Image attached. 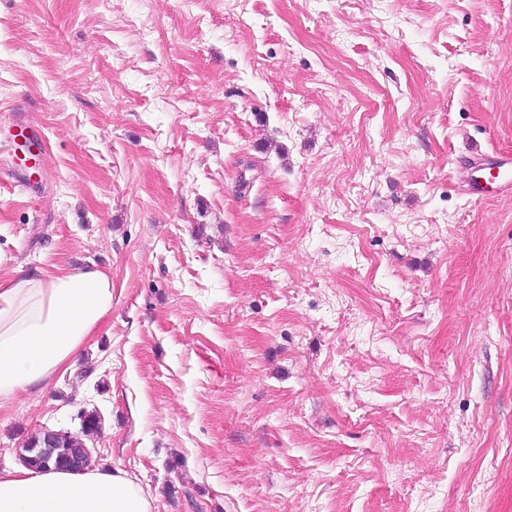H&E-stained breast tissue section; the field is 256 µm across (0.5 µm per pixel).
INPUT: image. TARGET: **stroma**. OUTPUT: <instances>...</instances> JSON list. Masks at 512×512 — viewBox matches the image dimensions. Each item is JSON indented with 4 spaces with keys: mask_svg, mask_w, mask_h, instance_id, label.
I'll return each mask as SVG.
<instances>
[{
    "mask_svg": "<svg viewBox=\"0 0 512 512\" xmlns=\"http://www.w3.org/2000/svg\"><path fill=\"white\" fill-rule=\"evenodd\" d=\"M0 250L97 269L78 429L153 512H512V0H0ZM472 163L464 171L466 194L476 201H483L492 194L512 191V153H488L480 147L471 148Z\"/></svg>",
    "mask_w": 512,
    "mask_h": 512,
    "instance_id": "1",
    "label": "stroma"
}]
</instances>
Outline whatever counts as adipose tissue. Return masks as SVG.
Listing matches in <instances>:
<instances>
[{
	"mask_svg": "<svg viewBox=\"0 0 512 512\" xmlns=\"http://www.w3.org/2000/svg\"><path fill=\"white\" fill-rule=\"evenodd\" d=\"M0 252V404L66 373L112 310V281L98 270L19 275ZM0 512H152L121 473L0 470Z\"/></svg>",
	"mask_w": 512,
	"mask_h": 512,
	"instance_id": "adipose-tissue-1",
	"label": "adipose tissue"
}]
</instances>
